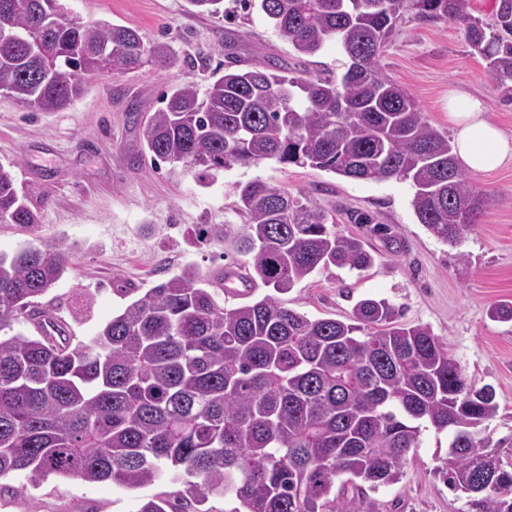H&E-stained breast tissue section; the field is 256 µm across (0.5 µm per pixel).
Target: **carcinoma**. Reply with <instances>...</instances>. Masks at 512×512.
Listing matches in <instances>:
<instances>
[{"label":"carcinoma","mask_w":512,"mask_h":512,"mask_svg":"<svg viewBox=\"0 0 512 512\" xmlns=\"http://www.w3.org/2000/svg\"><path fill=\"white\" fill-rule=\"evenodd\" d=\"M224 14V0H188ZM259 8L301 55L329 41L346 56L334 77L290 76L268 62L224 65L201 94L172 84L163 107L140 122L141 153L206 180L265 160L310 164L364 181H408L419 223L454 247L480 223L491 199L473 190L448 135L414 98L384 76L383 50L407 14L463 31L512 103V0H496L489 27L465 0H240ZM0 91L41 112L65 109L86 75L112 58L127 73L178 57L166 44L103 19L69 16L58 0H0ZM248 232L238 252L249 276L274 294L227 309L212 281L183 267L131 300L74 346L67 325H23L63 277L61 242L0 255V477H80L136 488L162 475L186 485L137 512H205L211 496L235 495L233 512H359L356 491L397 482L421 423L446 430L437 469L468 498L469 512H512V464L483 435L495 391L469 382L424 326L399 321L385 299L358 301L350 321L311 320L280 295L332 266L364 270L363 243L327 224L308 195L255 179L236 186ZM35 190H20L0 165V217L34 227ZM39 197L49 200L41 191ZM202 239L234 236L204 224ZM347 479L336 485L341 476Z\"/></svg>","instance_id":"1"}]
</instances>
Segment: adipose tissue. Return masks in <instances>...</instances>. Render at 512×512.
<instances>
[{
  "mask_svg": "<svg viewBox=\"0 0 512 512\" xmlns=\"http://www.w3.org/2000/svg\"><path fill=\"white\" fill-rule=\"evenodd\" d=\"M487 106L477 98L452 89L448 117L454 127V151L465 169L485 173L512 163V138L490 123Z\"/></svg>",
  "mask_w": 512,
  "mask_h": 512,
  "instance_id": "adipose-tissue-1",
  "label": "adipose tissue"
}]
</instances>
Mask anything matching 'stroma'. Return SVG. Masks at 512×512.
Returning <instances> with one entry per match:
<instances>
[{"label":"stroma","mask_w":512,"mask_h":512,"mask_svg":"<svg viewBox=\"0 0 512 512\" xmlns=\"http://www.w3.org/2000/svg\"><path fill=\"white\" fill-rule=\"evenodd\" d=\"M71 15L136 28L145 44L165 43L183 64L147 66L87 82L70 107L39 112L0 97V164L16 163L18 187L49 194L37 228L0 223V254L64 242L72 264L46 298L71 327L72 342L92 336L119 313L122 284L148 290L181 267L210 274L247 267L249 258L229 241L198 238L201 224L242 230L236 210L238 184L260 178L293 194H310L341 234L362 239L373 255L362 271L332 267L316 272L286 295L290 308L308 318L345 321L365 298L399 307L402 323L428 327L476 387L491 386L499 409L486 433L512 461V319L495 321L490 309L512 303V163L470 174L473 187L492 198L481 224L455 247L419 224L410 182L353 180L319 168L266 160L236 166L200 183L192 172L171 171L139 157L134 117L161 108L174 82L206 90L225 33L241 68L273 60L290 71L341 75L348 66L335 44L313 57L281 41L258 10L224 0L225 16L190 11L186 0H59ZM383 72L406 89L427 122L451 132L448 91L456 88L485 101L490 121L512 137V104L486 73V63L461 30L405 16L387 44ZM448 455V434L422 429L401 479L366 490L362 512H467L464 495L437 474ZM179 485L162 477L128 489L109 482L27 474L0 477V512H137L140 503L173 496Z\"/></svg>","instance_id":"35a3bbf8"}]
</instances>
